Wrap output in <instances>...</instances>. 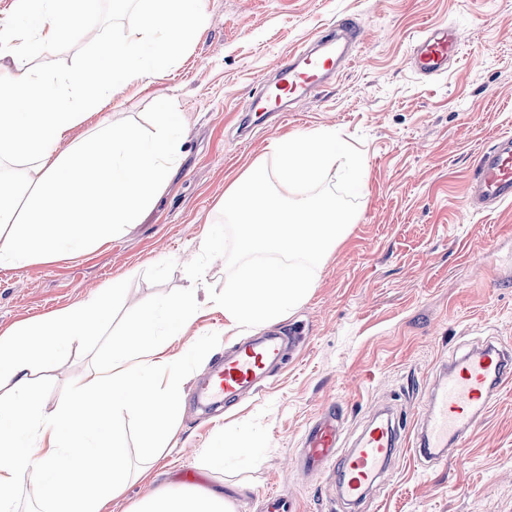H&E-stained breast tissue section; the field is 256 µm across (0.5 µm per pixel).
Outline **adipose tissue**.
<instances>
[{
    "instance_id": "adipose-tissue-1",
    "label": "adipose tissue",
    "mask_w": 512,
    "mask_h": 512,
    "mask_svg": "<svg viewBox=\"0 0 512 512\" xmlns=\"http://www.w3.org/2000/svg\"><path fill=\"white\" fill-rule=\"evenodd\" d=\"M97 0H15L13 21L0 28V158L20 160V178H0V263L35 254L85 251L139 223L176 168L186 122L159 112L146 136L130 125L99 123L88 136L74 129L111 103L123 84L153 81L202 25L201 0H147L137 25L121 39L96 42L74 67L47 72L33 60L47 43L86 30ZM201 285L149 300L128 317L112 356L86 374L66 398L45 410L31 387L34 368L61 348L99 335L123 294L111 288L0 333V512H13L23 481L43 492L44 512H107L132 477H146L155 451L172 437L182 401L185 364L204 355L202 342L181 357L164 353L204 310ZM140 421L147 464L131 472L113 415ZM135 512H234L222 490L157 489Z\"/></svg>"
}]
</instances>
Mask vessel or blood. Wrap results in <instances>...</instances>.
I'll use <instances>...</instances> for the list:
<instances>
[{
  "label": "vessel or blood",
  "instance_id": "1",
  "mask_svg": "<svg viewBox=\"0 0 512 512\" xmlns=\"http://www.w3.org/2000/svg\"><path fill=\"white\" fill-rule=\"evenodd\" d=\"M361 41L358 24L349 18L320 29L278 65L274 98L280 101V108H271L270 100L259 97L253 101V111L268 120L283 117L285 108L318 92L328 78L354 63ZM463 53L455 28L428 27L413 45L411 66L421 77L433 78L446 72ZM466 197L475 211H494L512 204L511 135L498 137L483 151ZM285 347L286 338L279 333L238 344L213 369L201 397L227 409L242 396L258 392L281 366ZM511 385L512 349L501 342L487 340L452 355L437 370L416 415L415 454L434 464L460 452L501 391ZM343 430V419L333 410L309 423L303 434L300 466L308 473L335 475L337 498L355 506L379 486L402 439L387 412L376 416L352 447L344 446Z\"/></svg>",
  "mask_w": 512,
  "mask_h": 512
}]
</instances>
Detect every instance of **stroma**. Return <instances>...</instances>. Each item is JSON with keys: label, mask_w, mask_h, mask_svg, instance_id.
<instances>
[{"label": "stroma", "mask_w": 512, "mask_h": 512, "mask_svg": "<svg viewBox=\"0 0 512 512\" xmlns=\"http://www.w3.org/2000/svg\"><path fill=\"white\" fill-rule=\"evenodd\" d=\"M102 14L87 36L44 46L49 71L70 69L103 38H119L139 19ZM203 25L175 64L153 83H126L113 104L78 126L102 121L152 130L154 113H184L187 137L164 192L112 240L77 256L41 255L0 266V331L71 306L124 282L102 335L38 364L33 389L53 409L112 353L128 311L179 292L185 260L199 253L205 220H218L232 176L270 161L272 139L336 127L360 148L368 193L358 221L318 272L310 297L284 324L299 344L273 383L223 418L193 407L192 390L217 358L243 338L224 329V313L205 311L165 353L208 338L190 362L176 432L148 478L131 481L109 512H131L158 487L223 486L235 512H262L278 493L295 512H340L333 480L298 467L305 427L330 405L354 438L374 405L397 404L413 424L433 375L464 338L512 344V205L493 214L466 208L480 154L512 135V0H203ZM343 17L363 29L355 65L298 104L273 127L242 132V112L262 79L316 30ZM455 26L465 54L447 75L417 76L409 44L423 28ZM248 430L262 445L250 463L212 467L224 428ZM360 512H512V389L503 391L461 453L438 465L404 451Z\"/></svg>", "instance_id": "35a3bbf8"}]
</instances>
